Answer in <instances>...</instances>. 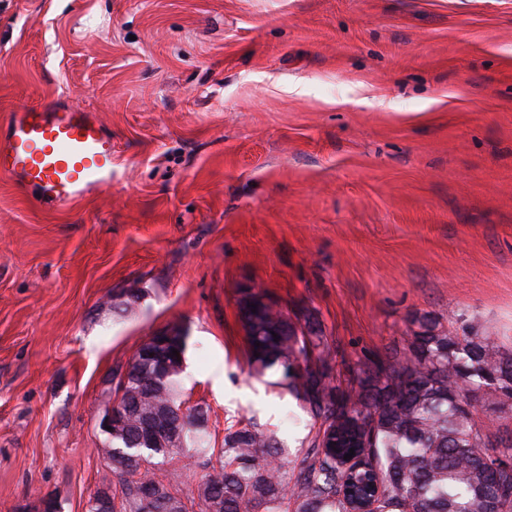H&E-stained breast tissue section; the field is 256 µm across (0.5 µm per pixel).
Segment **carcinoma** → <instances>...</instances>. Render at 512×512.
<instances>
[{
	"label": "carcinoma",
	"mask_w": 512,
	"mask_h": 512,
	"mask_svg": "<svg viewBox=\"0 0 512 512\" xmlns=\"http://www.w3.org/2000/svg\"><path fill=\"white\" fill-rule=\"evenodd\" d=\"M238 315L250 373H279L275 384L321 420L302 466L288 471L276 435L251 421L225 428L222 446H212L207 411L186 406L181 448L151 445L133 425L111 435L107 468L121 483L112 512H352L353 474L339 461L351 449L381 486L369 512H512V439L491 441L479 420L485 406L512 409V346L497 332L462 316L420 315L403 357L344 360L345 378L334 384L336 352L318 321L244 297ZM181 374L135 364L117 391L136 393L142 414L164 402L179 408ZM184 452L204 469L186 500L177 493L183 473L164 468Z\"/></svg>",
	"instance_id": "obj_1"
}]
</instances>
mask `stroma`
I'll return each instance as SVG.
<instances>
[{
    "label": "stroma",
    "instance_id": "1",
    "mask_svg": "<svg viewBox=\"0 0 512 512\" xmlns=\"http://www.w3.org/2000/svg\"><path fill=\"white\" fill-rule=\"evenodd\" d=\"M68 101L112 185L47 209L0 175V512H83L113 371L187 334V406L297 466L320 423L250 377L239 288L341 361L413 315L512 336V0H0V123Z\"/></svg>",
    "mask_w": 512,
    "mask_h": 512
}]
</instances>
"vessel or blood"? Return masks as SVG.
I'll use <instances>...</instances> for the list:
<instances>
[{
    "label": "vessel or blood",
    "instance_id": "b4317fda",
    "mask_svg": "<svg viewBox=\"0 0 512 512\" xmlns=\"http://www.w3.org/2000/svg\"><path fill=\"white\" fill-rule=\"evenodd\" d=\"M0 174L64 205L112 184V138L79 106L39 105L0 124Z\"/></svg>",
    "mask_w": 512,
    "mask_h": 512
}]
</instances>
